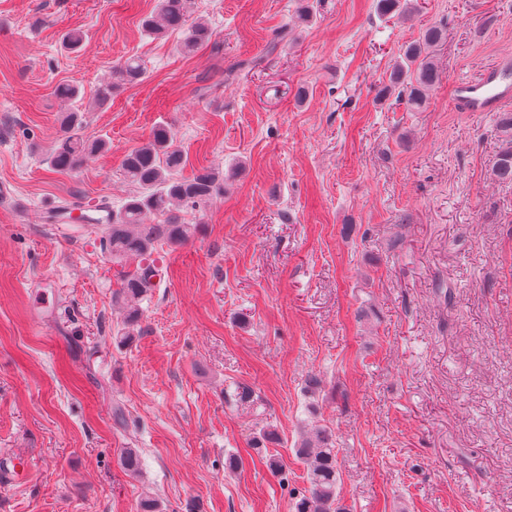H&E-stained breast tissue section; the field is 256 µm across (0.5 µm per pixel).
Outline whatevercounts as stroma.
<instances>
[{
    "label": "stroma",
    "mask_w": 512,
    "mask_h": 512,
    "mask_svg": "<svg viewBox=\"0 0 512 512\" xmlns=\"http://www.w3.org/2000/svg\"><path fill=\"white\" fill-rule=\"evenodd\" d=\"M158 4L0 0V512H293L314 421L345 512H512V183L500 113L451 95L512 55V0H191L212 38L188 56L143 29ZM433 25L442 80L414 112L386 86ZM129 57L145 76L100 102ZM63 84L111 142L70 172L49 163ZM160 124L181 177L224 191L185 211L198 230L159 249L128 326L101 225L49 215L120 206ZM504 134L502 147L494 164V175L502 182H512V113L506 115L501 122Z\"/></svg>",
    "instance_id": "35a3bbf8"
}]
</instances>
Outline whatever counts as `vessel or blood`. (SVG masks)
I'll list each match as a JSON object with an SVG mask.
<instances>
[{"label":"vessel or blood","instance_id":"1","mask_svg":"<svg viewBox=\"0 0 512 512\" xmlns=\"http://www.w3.org/2000/svg\"><path fill=\"white\" fill-rule=\"evenodd\" d=\"M453 93L463 112H497L512 104V58L500 57L477 77L457 80Z\"/></svg>","mask_w":512,"mask_h":512}]
</instances>
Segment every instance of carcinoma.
<instances>
[{
	"label": "carcinoma",
	"instance_id": "carcinoma-1",
	"mask_svg": "<svg viewBox=\"0 0 512 512\" xmlns=\"http://www.w3.org/2000/svg\"><path fill=\"white\" fill-rule=\"evenodd\" d=\"M189 0H160L158 11L145 19L147 32L160 35L168 31H184L183 49L191 51L209 41L212 31L197 22L189 25ZM438 27L425 29L418 39L402 47L392 67L387 90H396L412 110L422 108L431 91L439 84L441 73L434 61L433 48L441 41ZM145 68L137 58H128L112 70L107 91L140 81ZM502 147L494 164V175L502 182H512V113L501 122ZM109 149L103 139L91 138L82 131L78 111L65 113L60 124L57 145L50 164L58 171L75 168L84 161ZM185 163L181 150L173 146L169 132L159 127L148 140L131 149L123 160L125 177L136 186L117 209L101 204L111 224L101 240L103 249L112 255L120 288L115 299L126 309V318L139 317L138 302L152 287L159 269L152 255L159 246L183 245L194 237L197 226L187 224L183 209H199L214 195L224 190V177L213 169H202L192 178L178 176ZM135 260V270L125 269ZM295 455L307 467L309 487L296 503V512H337L336 484L338 468L336 441L327 427L314 424L295 445Z\"/></svg>",
	"mask_w": 512,
	"mask_h": 512
}]
</instances>
